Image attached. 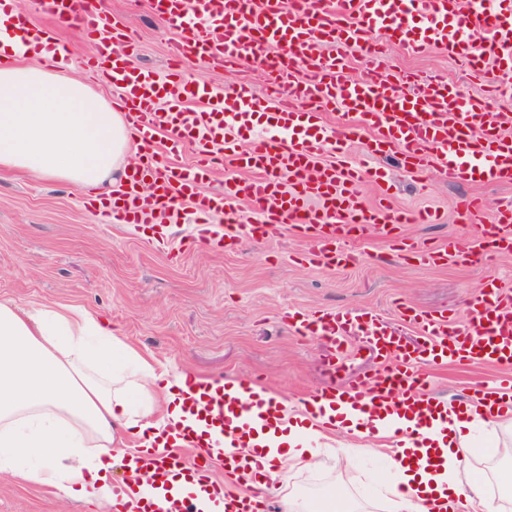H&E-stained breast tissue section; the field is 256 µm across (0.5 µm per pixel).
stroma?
Segmentation results:
<instances>
[{
    "mask_svg": "<svg viewBox=\"0 0 512 512\" xmlns=\"http://www.w3.org/2000/svg\"><path fill=\"white\" fill-rule=\"evenodd\" d=\"M113 17L138 37L132 62L163 71L176 34L148 0H106ZM21 19L50 28L68 43L76 67H83L91 45L66 22L42 12L39 0H15ZM383 71L397 79L406 71L422 78L446 79L467 97L486 98L491 116L512 114V71L499 77L509 92L487 99V87L431 48L420 55L389 47ZM376 166L387 172L389 191L366 183L368 201L384 200L396 209H431L438 224H406L404 236L425 245L447 244L449 237L478 238L482 225L498 208L512 205L511 185H450L436 175L412 178L396 154L382 156ZM482 196L487 212L471 220L454 211L464 194ZM90 194L72 185L18 173L0 172V300L23 309L80 305L110 320L124 340L152 359L157 369L190 370L199 377L259 379L263 389L285 400H299L331 379L323 366L328 341L294 332L288 317L322 308L370 306L397 326L407 340L413 328L403 325L399 310L412 306L445 314L465 324L471 301L485 281L512 289V253L485 258L474 249L467 258L423 265L390 249L380 231L355 240H337L336 249L356 260L345 267L306 258L292 227L271 239H245L229 251L182 248L190 229L178 223L156 234L144 224H110L89 205ZM496 368L448 364L434 369L437 395L457 407L471 404L473 382L495 383ZM500 447L472 452L466 468L488 480L489 495L504 497L508 481L499 462H512V434H500ZM385 464L383 456L361 455L351 464L328 459L313 471L281 472L267 493L263 512H279L282 489L317 497L327 486H345L351 499L377 502L380 490L367 486L368 473ZM0 512H90L81 503L66 502L52 489L0 477Z\"/></svg>",
    "mask_w": 512,
    "mask_h": 512,
    "instance_id": "stroma-1",
    "label": "stroma"
}]
</instances>
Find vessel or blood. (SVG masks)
<instances>
[{"mask_svg": "<svg viewBox=\"0 0 512 512\" xmlns=\"http://www.w3.org/2000/svg\"><path fill=\"white\" fill-rule=\"evenodd\" d=\"M504 0H176L164 10L169 28L178 32L170 60L161 76L118 58L112 46L136 49L128 27L112 21L100 0H41L44 13L68 21L96 45L85 62L89 76L120 88L117 102L130 135L147 151L112 197L100 198L96 210L110 223L141 224L148 219L167 224L177 218L195 227L189 245L221 249L235 241L278 236L291 225L305 244L308 258L320 262H350L352 254H337L336 241L352 229L386 231L395 246L396 228L403 224H431L427 211L410 212L369 203L365 182H384L385 173L360 169L344 160L346 144L361 130L371 136L364 148L378 157L397 150L408 173L424 176L438 170L457 185L512 184V134L491 121L486 104L464 97L439 80L403 82L383 78L379 68L387 44L418 54L435 47L463 61L470 71L496 85L497 70L512 66V15ZM333 34L334 52L324 49ZM359 51L366 61L361 77L347 72V54ZM250 55L266 66L286 97L267 108L248 81L224 90L207 78L189 81L179 69L189 59L221 68ZM328 102L351 114L352 124L329 130L320 113L302 111L297 101ZM263 121L261 134L250 147H237L239 131ZM196 149L192 164L172 163L155 147L159 137ZM332 151V162L320 160ZM231 163L244 176L219 193L203 191L217 165ZM248 205L251 218L231 230L210 223L215 213H232L236 202ZM502 248H512V206L492 216ZM473 241L449 238L447 245L417 251L423 261L445 260L472 253ZM401 319L413 327L418 343H403L399 333L377 311L352 307L321 309L300 320V334L341 344L364 337L382 365L371 375L347 377L328 385L314 397L334 402L345 395L350 405L377 418L398 415L408 425L387 436L391 448L405 449V458L419 467L432 464L427 434L444 433L448 402L432 392V368L454 363L483 364L502 369L491 388L475 386L478 402L512 412V290L489 284L472 299L468 330L443 314L410 307ZM206 404L196 417V429L169 428L164 448H135L136 468H149L167 491L165 502L131 490L128 512H198L196 501L208 497L220 512H259V481H271L261 455L242 459L226 451L231 436L252 438L256 428L274 430L289 419L284 406H264L250 382L239 384L236 395L225 396L223 385L200 382ZM192 477L195 493H174L177 477Z\"/></svg>", "mask_w": 512, "mask_h": 512, "instance_id": "b4317fda", "label": "vessel or blood"}]
</instances>
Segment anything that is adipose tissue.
<instances>
[{
    "label": "adipose tissue",
    "mask_w": 512,
    "mask_h": 512,
    "mask_svg": "<svg viewBox=\"0 0 512 512\" xmlns=\"http://www.w3.org/2000/svg\"><path fill=\"white\" fill-rule=\"evenodd\" d=\"M19 43L0 45V171L33 174L97 191L132 156L121 113L85 81L41 64L20 65ZM192 377L157 370L123 341L110 321L81 306L27 311L0 302V475L53 488L67 499L118 512L125 485L108 473L122 437L153 445L154 433L183 418L181 393ZM470 428L449 420L434 435L436 469L391 462L382 512H426L433 498L466 496L474 512H501L483 480L462 477L459 459L479 444L472 428L508 430L512 420L469 409ZM324 432L293 421L266 439L267 464L348 460L346 448H324Z\"/></svg>",
    "instance_id": "ef3b65f1"
}]
</instances>
